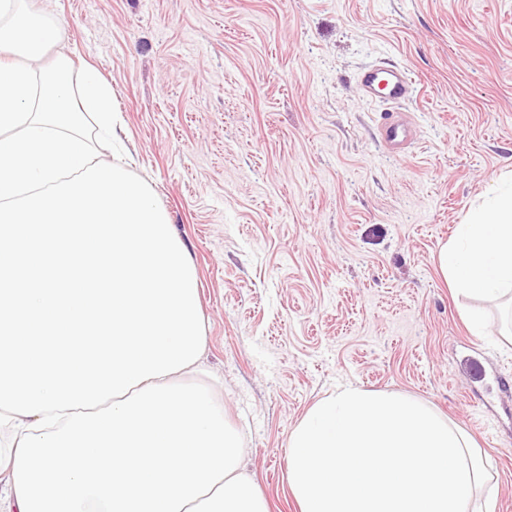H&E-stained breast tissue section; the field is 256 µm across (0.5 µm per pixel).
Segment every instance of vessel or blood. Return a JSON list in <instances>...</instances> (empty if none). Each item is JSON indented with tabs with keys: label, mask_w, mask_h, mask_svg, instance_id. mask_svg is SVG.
I'll return each instance as SVG.
<instances>
[{
	"label": "vessel or blood",
	"mask_w": 512,
	"mask_h": 512,
	"mask_svg": "<svg viewBox=\"0 0 512 512\" xmlns=\"http://www.w3.org/2000/svg\"><path fill=\"white\" fill-rule=\"evenodd\" d=\"M363 98H382L386 109L379 126L380 138L389 152L401 154L413 142L414 126L403 118L399 109L415 94L414 81L404 68L370 66L358 76Z\"/></svg>",
	"instance_id": "1"
}]
</instances>
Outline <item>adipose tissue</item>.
<instances>
[{
    "label": "adipose tissue",
    "instance_id": "adipose-tissue-1",
    "mask_svg": "<svg viewBox=\"0 0 512 512\" xmlns=\"http://www.w3.org/2000/svg\"><path fill=\"white\" fill-rule=\"evenodd\" d=\"M438 265L457 292L496 296L512 291V180L503 181L484 203L456 225Z\"/></svg>",
    "mask_w": 512,
    "mask_h": 512
}]
</instances>
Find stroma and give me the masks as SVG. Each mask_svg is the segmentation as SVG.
<instances>
[{"instance_id":"stroma-1","label":"stroma","mask_w":512,"mask_h":512,"mask_svg":"<svg viewBox=\"0 0 512 512\" xmlns=\"http://www.w3.org/2000/svg\"><path fill=\"white\" fill-rule=\"evenodd\" d=\"M110 85L125 168L198 280L206 384L268 512H298L289 438L336 388L409 397L468 433L512 512V299L437 256L512 171V0H31ZM393 64L417 137L381 145L357 76ZM491 378L470 393L461 359Z\"/></svg>"}]
</instances>
